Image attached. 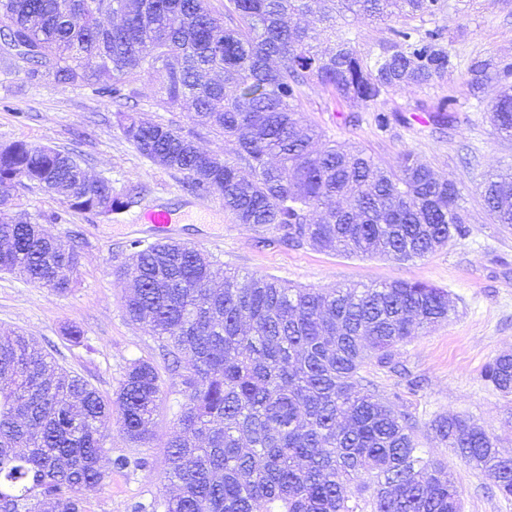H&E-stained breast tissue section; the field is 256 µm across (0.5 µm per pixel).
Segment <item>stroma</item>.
Segmentation results:
<instances>
[{
    "label": "stroma",
    "mask_w": 512,
    "mask_h": 512,
    "mask_svg": "<svg viewBox=\"0 0 512 512\" xmlns=\"http://www.w3.org/2000/svg\"><path fill=\"white\" fill-rule=\"evenodd\" d=\"M425 28H440L454 65L443 80L412 92L390 95L382 106L341 101L321 86L302 97L306 119L325 140L357 146L386 167H397L403 155L427 164L441 179L454 183L468 232L422 258L398 261L382 256H352L311 246L286 245L275 230H254L235 223L214 196H198L186 187L184 174L142 157L125 139L110 98L91 87H63L45 79L31 83L23 65L0 66V143L25 141L76 150L91 176L111 179L116 192L130 184L144 186L137 206L112 221L92 212H74L61 196L39 188H8L23 219L57 215L47 232L82 246L81 265L65 293L42 288L0 273V329L37 339L56 364L87 380L102 394H112L131 362L154 359L163 403L154 419L147 446L136 447L119 429L106 439V459L144 457L143 470L113 472L89 493L86 512H134L172 492L158 476L167 467V443L186 402L179 380L155 356L147 326L131 322L122 306L132 282L116 271L128 260L129 241L158 239L151 225L137 222L143 207L164 204L179 217L170 238L212 254L217 273L273 277L303 288L373 285L396 280L420 281L447 290L454 310L447 321L414 337L398 350L419 384L371 366L366 376L396 410L412 415L415 438L425 457L447 462L462 493L464 512H512V498L498 492L492 472L471 469L446 448L429 428L439 415L456 414L475 421L512 456V395L505 396L485 380L489 361L512 354V229L492 223L479 197V186L492 172L512 166V139L497 136L486 107L500 87L489 82L473 97L465 66L476 56L512 62V0H447L444 11L426 18ZM159 77L136 82L134 112L192 138L204 151L224 154V138L197 125L190 113L159 102ZM457 101L453 124L441 126L432 109L444 97ZM398 114L387 131L377 130L376 109ZM356 113L357 125L343 116ZM79 327L80 343L71 342L70 327Z\"/></svg>",
    "instance_id": "1"
}]
</instances>
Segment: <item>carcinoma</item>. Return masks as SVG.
Listing matches in <instances>:
<instances>
[{
    "mask_svg": "<svg viewBox=\"0 0 512 512\" xmlns=\"http://www.w3.org/2000/svg\"><path fill=\"white\" fill-rule=\"evenodd\" d=\"M442 0H0V23L23 51L30 80L95 85L112 99L126 140L152 162L187 175L192 191L223 200L235 221L272 228L294 246L399 261L422 258L467 232L460 190L428 166L398 170L364 150L321 143L304 122L305 88L321 85L352 103H377L433 84L452 66L439 29L391 30L362 55L351 13L382 19L433 16ZM119 21L105 26L101 16ZM333 43L320 51L315 42ZM163 72L162 104L180 107L224 136L217 158L169 126L123 110L137 78ZM468 85L506 83L512 63L474 59ZM512 138V88L490 105ZM65 192L76 212L110 216L136 203L112 181H90L74 152L14 141L0 145V186ZM480 198L494 223L512 228V169L489 176ZM50 217L9 215L0 200V272L63 293L80 252L45 230ZM121 274L134 281L123 307L148 326L187 402L160 481L176 488L165 512H462L448 465L420 455L415 424L376 393L361 371L373 361L400 375L394 350L414 330L448 319L441 288L411 281L346 288H291L274 278L224 273L187 243L131 242ZM512 393V355L485 367ZM161 403L158 372L134 361L115 398L57 367L32 338L0 337V512H84V497L109 477L105 432L117 423L134 444L150 437ZM430 430L475 470L490 469L512 497V457L461 415Z\"/></svg>",
    "mask_w": 512,
    "mask_h": 512,
    "instance_id": "obj_1",
    "label": "carcinoma"
}]
</instances>
